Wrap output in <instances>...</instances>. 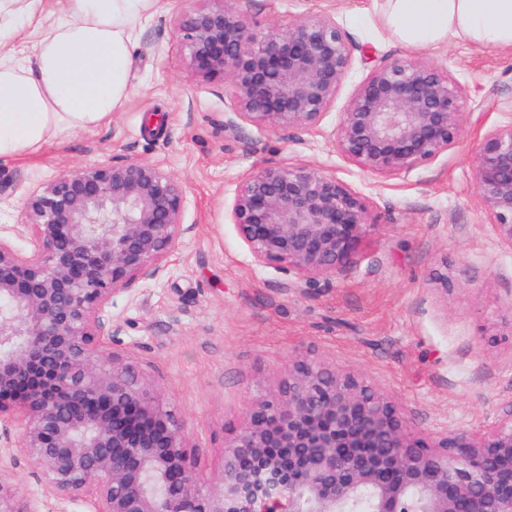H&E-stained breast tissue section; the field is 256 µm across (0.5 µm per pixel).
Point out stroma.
<instances>
[{
	"label": "stroma",
	"mask_w": 512,
	"mask_h": 512,
	"mask_svg": "<svg viewBox=\"0 0 512 512\" xmlns=\"http://www.w3.org/2000/svg\"><path fill=\"white\" fill-rule=\"evenodd\" d=\"M138 34L132 91L109 124L66 132L0 162V238L19 253L26 197L94 162L145 157L185 187L178 258L136 279L102 312L104 353L132 364L179 418L201 483L224 474V443L247 407L275 393L289 361L315 358L359 373L392 395L427 434L474 432L512 405V248L477 206L475 161L484 134L512 124V50L451 40L408 47L383 26L378 0H242L249 21L274 29L327 13L347 32L354 64L324 119L334 128L377 65L418 58L450 71L473 105L459 142L402 177L374 175L331 139L249 128L224 137V89L190 69L176 40L174 0ZM309 163L369 203L374 230L349 272L290 287L256 266L229 217L241 176L259 165ZM11 457L0 480L41 512H95L91 499L49 493L23 447L20 420H0Z\"/></svg>",
	"instance_id": "stroma-1"
}]
</instances>
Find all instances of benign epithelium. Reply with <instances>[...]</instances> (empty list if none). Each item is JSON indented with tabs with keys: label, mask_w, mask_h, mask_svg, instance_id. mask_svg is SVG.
<instances>
[{
	"label": "benign epithelium",
	"mask_w": 512,
	"mask_h": 512,
	"mask_svg": "<svg viewBox=\"0 0 512 512\" xmlns=\"http://www.w3.org/2000/svg\"><path fill=\"white\" fill-rule=\"evenodd\" d=\"M174 11L193 72L224 87V138L247 128L334 140L359 168L401 176L459 140L471 97L424 60L373 68L334 129L323 128L353 66L329 14L262 30L240 0ZM474 179L481 210L512 248V125L489 130ZM183 184L145 158L57 176L24 201L29 253L0 239V419L24 423L23 447L45 484L98 512H512V405L479 433L425 436L360 375L314 359L288 366L278 394L255 402L224 443V477L199 482L181 423L133 367L98 355L103 308L173 261ZM260 267L308 285L351 268L375 227L349 184L306 163L264 165L239 180L230 209ZM0 512H39L0 483Z\"/></svg>",
	"instance_id": "1"
}]
</instances>
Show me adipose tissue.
<instances>
[{"instance_id":"adipose-tissue-1","label":"adipose tissue","mask_w":512,"mask_h":512,"mask_svg":"<svg viewBox=\"0 0 512 512\" xmlns=\"http://www.w3.org/2000/svg\"><path fill=\"white\" fill-rule=\"evenodd\" d=\"M159 0H0V159L109 122L130 92L136 25ZM408 47L451 39L512 49V0H383Z\"/></svg>"}]
</instances>
